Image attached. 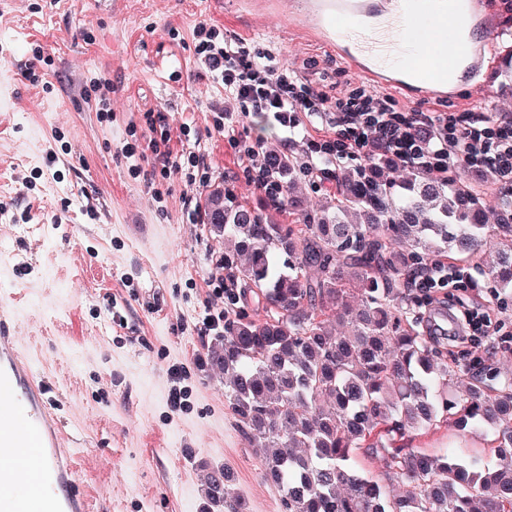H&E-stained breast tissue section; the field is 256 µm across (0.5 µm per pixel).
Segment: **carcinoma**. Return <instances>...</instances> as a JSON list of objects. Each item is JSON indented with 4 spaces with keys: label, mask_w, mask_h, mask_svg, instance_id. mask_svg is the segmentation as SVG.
Wrapping results in <instances>:
<instances>
[{
    "label": "carcinoma",
    "mask_w": 512,
    "mask_h": 512,
    "mask_svg": "<svg viewBox=\"0 0 512 512\" xmlns=\"http://www.w3.org/2000/svg\"><path fill=\"white\" fill-rule=\"evenodd\" d=\"M376 155L297 224H278L223 188L201 205L209 232L233 243L224 270L239 284L206 367L224 377V405L286 512H512V383L464 372L410 317L413 278L429 260L473 263L512 291V202L487 203L465 177L421 171L400 186ZM270 189L297 204L298 183L322 176L306 152L263 150ZM500 237L494 261L490 235ZM262 319L246 313L250 305ZM469 376L465 394L450 385ZM453 419L491 430L492 466L404 440ZM364 448L402 486L398 495L353 462ZM227 470L204 479L221 512H246Z\"/></svg>",
    "instance_id": "obj_1"
}]
</instances>
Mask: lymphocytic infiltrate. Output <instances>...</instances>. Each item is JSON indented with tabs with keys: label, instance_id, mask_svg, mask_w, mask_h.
Segmentation results:
<instances>
[{
	"label": "lymphocytic infiltrate",
	"instance_id": "lymphocytic-infiltrate-1",
	"mask_svg": "<svg viewBox=\"0 0 512 512\" xmlns=\"http://www.w3.org/2000/svg\"><path fill=\"white\" fill-rule=\"evenodd\" d=\"M192 37L199 63L214 73L241 111L291 131L320 119L322 127L310 145L321 157L341 163L381 153L395 166L417 168L441 181L468 168L490 174L502 189L512 188L511 113L461 118L451 112H404L391 95L362 86L344 92L334 83L312 82L271 55L258 62L247 39H226L216 25L198 22ZM142 120L144 133L121 148L129 173L151 185L175 169L184 171L189 182L207 183L205 156L188 147L174 150L164 112H145ZM451 283L476 286L472 275L435 262L426 263L413 281L429 305L432 289Z\"/></svg>",
	"mask_w": 512,
	"mask_h": 512
}]
</instances>
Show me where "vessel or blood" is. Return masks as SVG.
I'll use <instances>...</instances> for the list:
<instances>
[{
  "label": "vessel or blood",
  "mask_w": 512,
  "mask_h": 512,
  "mask_svg": "<svg viewBox=\"0 0 512 512\" xmlns=\"http://www.w3.org/2000/svg\"><path fill=\"white\" fill-rule=\"evenodd\" d=\"M462 0H311L313 31L330 42L371 83L383 88L410 86L417 97L443 98L453 92L448 73L476 76L481 46L446 55L458 47ZM397 17L394 68L366 54L350 34L362 20L377 28L381 18ZM12 310L0 308V512H88L78 488L77 463L64 435L62 415L50 386L24 357L16 342Z\"/></svg>",
  "instance_id": "vessel-or-blood-1"
}]
</instances>
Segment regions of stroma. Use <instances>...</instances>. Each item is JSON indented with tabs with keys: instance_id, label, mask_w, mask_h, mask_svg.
<instances>
[{
	"instance_id": "obj_1",
	"label": "stroma",
	"mask_w": 512,
	"mask_h": 512,
	"mask_svg": "<svg viewBox=\"0 0 512 512\" xmlns=\"http://www.w3.org/2000/svg\"><path fill=\"white\" fill-rule=\"evenodd\" d=\"M290 0H0V306L14 309L22 350L54 387L79 451L91 512H204V470L229 468L249 512H283L259 459L224 406V380L201 361L212 337L199 326L211 305L210 255L230 249L207 225L186 218L184 202L204 200L231 181L239 201L266 208L212 110L226 96L195 62L192 30L218 25L247 39L305 79L340 87L361 75L312 36L309 21H288ZM487 25L478 82H460L442 101L395 92L410 111L511 112L512 13L481 0ZM41 45V85L23 66ZM111 83L112 122L83 90ZM166 112L172 135L189 139L210 163L199 186L172 173L148 188L128 172L120 148L143 112ZM236 135L282 151L306 148L291 133L234 112ZM62 139H55V132ZM161 199H153V191ZM497 336L476 353L498 381H512V358L494 347L512 339V297ZM183 369L185 409L167 402L169 371ZM432 454L458 447L482 454L483 431L448 424L412 436Z\"/></svg>"
}]
</instances>
